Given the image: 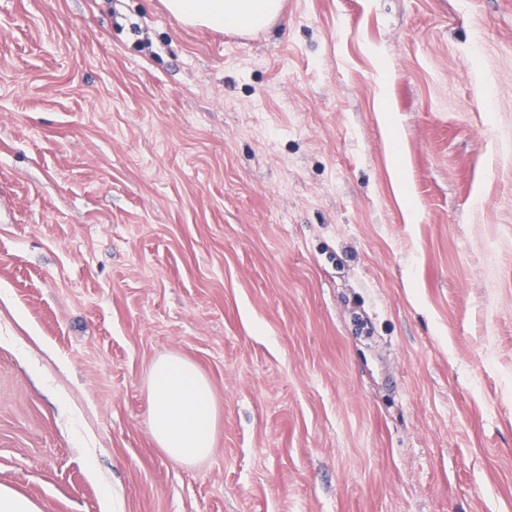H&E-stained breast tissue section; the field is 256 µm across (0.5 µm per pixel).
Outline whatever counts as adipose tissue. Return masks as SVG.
<instances>
[{
  "mask_svg": "<svg viewBox=\"0 0 512 512\" xmlns=\"http://www.w3.org/2000/svg\"><path fill=\"white\" fill-rule=\"evenodd\" d=\"M182 24L243 31L268 25L282 0H162ZM150 427L159 448L188 465L213 450L217 406L208 381L188 361L164 357L155 362L149 384Z\"/></svg>",
  "mask_w": 512,
  "mask_h": 512,
  "instance_id": "1",
  "label": "adipose tissue"
}]
</instances>
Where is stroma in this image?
<instances>
[{"label": "stroma", "instance_id": "obj_1", "mask_svg": "<svg viewBox=\"0 0 512 512\" xmlns=\"http://www.w3.org/2000/svg\"><path fill=\"white\" fill-rule=\"evenodd\" d=\"M1 289L41 512H512V0H0ZM168 354L218 407L192 466ZM162 3L186 26L234 31L266 26L282 9V0H162ZM150 427L159 448L188 465L213 450L217 406L208 381L188 361L164 357L155 362L149 384Z\"/></svg>", "mask_w": 512, "mask_h": 512}]
</instances>
